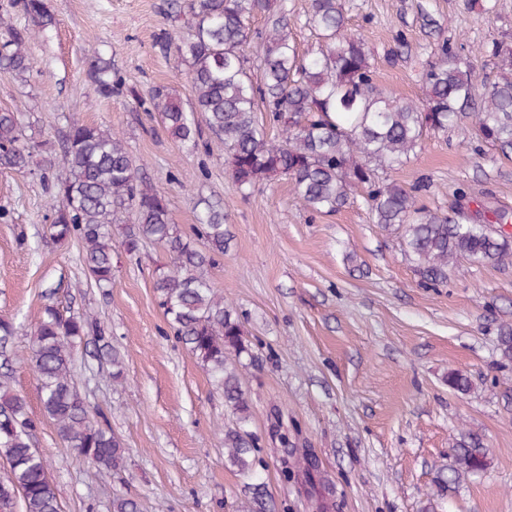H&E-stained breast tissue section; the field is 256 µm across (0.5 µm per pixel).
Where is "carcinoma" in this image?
<instances>
[{"instance_id": "obj_1", "label": "carcinoma", "mask_w": 512, "mask_h": 512, "mask_svg": "<svg viewBox=\"0 0 512 512\" xmlns=\"http://www.w3.org/2000/svg\"><path fill=\"white\" fill-rule=\"evenodd\" d=\"M275 0H167V12L184 20L186 32L159 37L163 50L175 48L189 63L193 110L182 109L176 90L157 86L137 100L159 114L169 135L181 144L224 152L233 186L242 194L287 179L311 212H336L351 203L355 190L375 223L401 231L404 251L413 257L421 286L448 282V266L459 261L512 267V235L493 230L512 225V210H489L467 219L453 207L440 214L421 201L425 186L401 185L382 177L400 165L429 133L460 129L500 156L512 157V51L494 45L496 74L475 94L476 67L446 39L422 73L419 101L385 93L373 81V65L363 38L346 24L344 0H310V21L318 51L304 57L288 31L285 9ZM264 16L253 30L247 19ZM54 25L44 0L0 4V69L24 80L34 69L28 52L33 36ZM88 77L101 96L115 89L112 66L95 60ZM264 114L260 118L257 113ZM278 136L271 138L267 128ZM65 176L47 182L52 198L49 237L76 240L79 262L95 287H112V228L122 225L121 245L129 255L147 241L164 246L170 264L157 269L155 299L176 339L207 368L224 394L236 424L224 430V454L239 474L251 478L258 438L246 429L251 403L237 367L228 359L251 353L243 321L217 296L207 271L224 258V209L209 204L192 233L172 222L165 195L128 153L122 139L97 126L71 122L59 136ZM39 145L26 141L16 112L0 110V168L30 173L41 168ZM204 241L199 248L198 241ZM16 328L0 320V358L8 353ZM501 362L512 363V325L498 329ZM90 339L99 360L112 366V380L124 378L125 362L112 334L90 313L74 314L47 304L31 331L33 370L42 416L25 399L0 386V512H60L57 486L33 437L50 421L73 456L95 470L125 468L126 448L101 410L90 411L77 387L75 349ZM487 467L480 440L457 444L448 481Z\"/></svg>"}]
</instances>
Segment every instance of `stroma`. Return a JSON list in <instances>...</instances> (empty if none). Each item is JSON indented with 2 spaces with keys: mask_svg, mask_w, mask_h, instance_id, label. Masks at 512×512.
Wrapping results in <instances>:
<instances>
[{
  "mask_svg": "<svg viewBox=\"0 0 512 512\" xmlns=\"http://www.w3.org/2000/svg\"><path fill=\"white\" fill-rule=\"evenodd\" d=\"M55 26L29 45L35 70L21 81L0 72V108L18 112L26 137L54 159L60 131L78 120L117 132L190 231L207 203L221 202L224 258L210 271L218 295L244 321L250 355L241 381L251 401L248 428L259 439L268 512H512V365L502 364L498 328L512 324V267L449 268L445 285L419 284L397 232L375 224L363 199L330 215L306 210L287 180L242 195L221 152L192 150L169 137L156 113L139 108L154 86L174 87L184 110L193 95L189 64L155 45L179 33L164 0H44ZM348 26L371 53L374 82L419 100L421 74L438 37L492 75L485 46L512 50V0H345ZM442 26L425 32L422 13ZM111 61L117 82L101 97L90 64ZM387 179L425 178L423 203L447 211L457 188L475 201L512 208V161L458 129L425 138ZM39 173L0 169V320L19 333L0 381L37 404L30 330L48 301L95 314L124 356L123 382L84 343L77 385L91 409L105 411L127 448L124 471L100 474L72 458L51 424L34 446L56 483L61 512H112V498L140 512H241L252 492L224 458L234 418L209 372L173 335L155 300V272L170 262L158 246L121 255L101 293L77 256L80 245L50 240L51 211ZM471 381L459 392L448 376ZM281 435H273V421ZM474 434L486 470L440 484L455 443ZM308 449L326 484L310 499L277 467L281 437Z\"/></svg>",
  "mask_w": 512,
  "mask_h": 512,
  "instance_id": "stroma-1",
  "label": "stroma"
}]
</instances>
